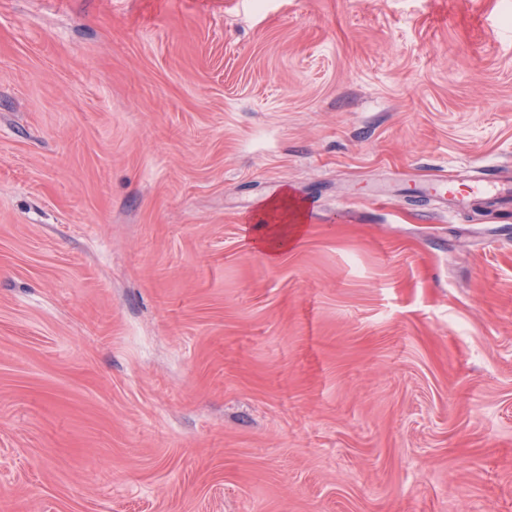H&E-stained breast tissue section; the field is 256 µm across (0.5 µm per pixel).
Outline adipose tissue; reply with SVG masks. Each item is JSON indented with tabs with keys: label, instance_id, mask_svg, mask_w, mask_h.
<instances>
[{
	"label": "adipose tissue",
	"instance_id": "ef3b65f1",
	"mask_svg": "<svg viewBox=\"0 0 512 512\" xmlns=\"http://www.w3.org/2000/svg\"><path fill=\"white\" fill-rule=\"evenodd\" d=\"M305 219L301 204L291 194L262 202L254 216L259 231L254 247L271 254L287 249L300 234Z\"/></svg>",
	"mask_w": 512,
	"mask_h": 512
}]
</instances>
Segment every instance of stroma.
Listing matches in <instances>:
<instances>
[{"instance_id": "stroma-1", "label": "stroma", "mask_w": 512, "mask_h": 512, "mask_svg": "<svg viewBox=\"0 0 512 512\" xmlns=\"http://www.w3.org/2000/svg\"><path fill=\"white\" fill-rule=\"evenodd\" d=\"M507 161L512 0H0V512H512ZM473 179L467 186L469 195L483 196L496 200H510L512 197V185L501 182L491 170ZM305 219L301 204L288 191L262 202L253 219L260 232L252 240L253 246L271 254L288 249L302 230L300 225H292L288 233V223L302 224Z\"/></svg>"}]
</instances>
